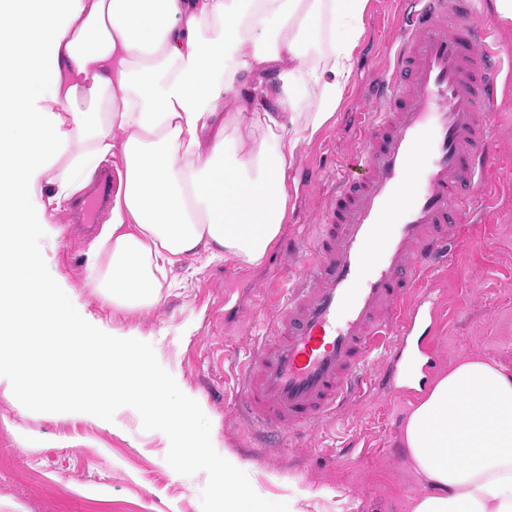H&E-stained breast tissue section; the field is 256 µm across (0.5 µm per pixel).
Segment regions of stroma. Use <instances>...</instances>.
<instances>
[{"mask_svg":"<svg viewBox=\"0 0 512 512\" xmlns=\"http://www.w3.org/2000/svg\"><path fill=\"white\" fill-rule=\"evenodd\" d=\"M393 3L369 0L353 77L336 116L289 163L284 236L314 237L333 176L352 162L356 146L347 116L368 106L364 84L396 36ZM493 134L492 206L478 220L464 221L453 255L430 278L433 313L417 325L432 336V378L468 358L512 371V91ZM70 211L67 205L47 209L60 234L46 246L45 276L63 278L105 322L149 336L145 357L202 398L198 429L211 431L238 458L255 499L278 512L295 499L307 512H336L341 492L349 512H411L428 492L401 441L406 418L425 394L413 370L416 337L407 340L396 394L373 393L288 449L262 445L232 391L248 349L265 333L259 295L289 287L304 268L303 255L276 246L252 269L189 258L170 272L177 287L158 306L120 311L95 292L90 266L97 236L69 223ZM21 342L26 350L17 369L27 402L0 395V512H224L207 461L174 463L162 435L142 427L131 411L104 428L61 405L69 388L55 371H43L45 347L27 336Z\"/></svg>","mask_w":512,"mask_h":512,"instance_id":"35a3bbf8","label":"stroma"}]
</instances>
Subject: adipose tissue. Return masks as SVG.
Wrapping results in <instances>:
<instances>
[{
  "instance_id": "obj_1",
  "label": "adipose tissue",
  "mask_w": 512,
  "mask_h": 512,
  "mask_svg": "<svg viewBox=\"0 0 512 512\" xmlns=\"http://www.w3.org/2000/svg\"><path fill=\"white\" fill-rule=\"evenodd\" d=\"M368 0H0V331L50 325L53 364L108 362V427L135 407L173 456L205 451L224 512L248 502L232 454L203 441L198 397L141 356L146 337L87 312L44 279L48 203L73 198L119 157L94 288L118 310L157 305L167 272L200 255L262 264L288 216V165L336 116L354 72ZM239 104L226 111L228 100ZM53 181L50 201L41 188ZM175 399H168V392ZM402 442L430 490L413 512H512V372L471 358L440 374Z\"/></svg>"
}]
</instances>
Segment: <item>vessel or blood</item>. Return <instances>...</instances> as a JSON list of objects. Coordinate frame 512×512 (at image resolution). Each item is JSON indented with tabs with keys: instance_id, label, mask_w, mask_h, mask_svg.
<instances>
[{
	"instance_id": "obj_1",
	"label": "vessel or blood",
	"mask_w": 512,
	"mask_h": 512,
	"mask_svg": "<svg viewBox=\"0 0 512 512\" xmlns=\"http://www.w3.org/2000/svg\"><path fill=\"white\" fill-rule=\"evenodd\" d=\"M475 12V0L397 4L399 37L354 123L359 167L326 194L314 244L284 242L305 268L264 310L267 340L241 371L235 399L267 435L304 431L391 383L432 267L465 213L481 210L512 50ZM111 191L107 170L84 221Z\"/></svg>"
}]
</instances>
